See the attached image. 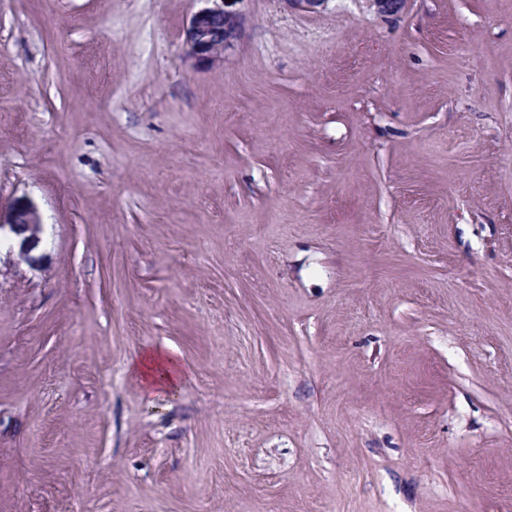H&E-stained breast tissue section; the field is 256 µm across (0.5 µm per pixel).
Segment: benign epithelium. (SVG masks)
Wrapping results in <instances>:
<instances>
[{"mask_svg": "<svg viewBox=\"0 0 512 512\" xmlns=\"http://www.w3.org/2000/svg\"><path fill=\"white\" fill-rule=\"evenodd\" d=\"M374 11L383 16L396 15L405 7L406 0H367ZM245 19L229 8H202L191 15L185 28V40L190 47L189 58L193 63L224 61L226 53L242 39Z\"/></svg>", "mask_w": 512, "mask_h": 512, "instance_id": "7a95c632", "label": "benign epithelium"}]
</instances>
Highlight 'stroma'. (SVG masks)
<instances>
[{
	"label": "stroma",
	"instance_id": "1",
	"mask_svg": "<svg viewBox=\"0 0 512 512\" xmlns=\"http://www.w3.org/2000/svg\"><path fill=\"white\" fill-rule=\"evenodd\" d=\"M203 6L0 0V512H512V0ZM222 7L202 8L191 15L185 32L186 43L190 47L189 58L197 63L224 62V56L242 39L245 19L225 0ZM131 375L140 385L148 401L161 394L176 395L180 390L183 368L172 357L160 351H146L133 361Z\"/></svg>",
	"mask_w": 512,
	"mask_h": 512
}]
</instances>
